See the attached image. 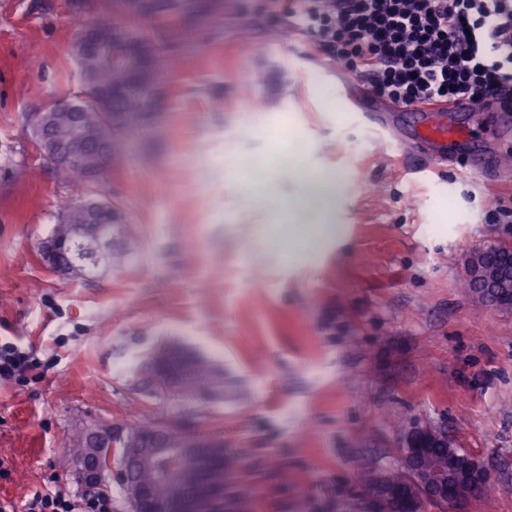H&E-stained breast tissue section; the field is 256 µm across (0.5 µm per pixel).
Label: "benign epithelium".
<instances>
[{
  "label": "benign epithelium",
  "mask_w": 512,
  "mask_h": 512,
  "mask_svg": "<svg viewBox=\"0 0 512 512\" xmlns=\"http://www.w3.org/2000/svg\"><path fill=\"white\" fill-rule=\"evenodd\" d=\"M157 0H125L126 10L134 15L152 14ZM80 44L89 55L98 56L102 49L113 48L112 65L137 79L149 71L156 62L152 46L141 39L130 36L127 28L110 22L89 25L82 33ZM131 92L127 81L112 83L105 92L107 100L114 104L125 101ZM68 113L73 129L72 142L85 144V149L76 150L71 142H59L46 134V126H40L38 141L45 159L53 166L81 168L98 178L107 168L104 148L94 138V127L86 120L85 113L76 111L71 102L57 100L35 113ZM72 241L53 239L44 243L42 258L57 273L65 272L67 264L62 256L70 252ZM504 253L495 252L494 247H477L469 251L464 260V274L475 288L478 299L492 298L495 306L512 305V246H503ZM158 367L167 370L172 390H177L185 371L171 364L170 357L163 356ZM125 425L119 421L100 423L90 431L78 436L75 442L86 448L84 456L75 459L74 468L83 484L95 487L104 474L113 471L115 479L122 481L127 474L112 466V458L102 456L95 442L115 444L125 438ZM457 454V448L448 432L430 427L414 426L403 439V451L398 465L386 469L356 468L358 486L365 512H389L392 498L404 484H411L420 499L457 505L478 494L487 486L497 485L493 473L464 452V470H458L449 454ZM179 456L200 468L205 476L191 490L182 487L176 477L159 470L167 459ZM135 463L157 472L152 484L137 489L136 498L142 512H239L241 507L229 501L226 487L214 481L207 473L214 469H229L233 461L224 453V440L178 427L173 428L164 421L157 422L144 435V441L133 455Z\"/></svg>",
  "instance_id": "1"
}]
</instances>
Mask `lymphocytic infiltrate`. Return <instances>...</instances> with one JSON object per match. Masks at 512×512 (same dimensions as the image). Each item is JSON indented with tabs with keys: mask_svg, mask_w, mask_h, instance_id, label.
<instances>
[{
	"mask_svg": "<svg viewBox=\"0 0 512 512\" xmlns=\"http://www.w3.org/2000/svg\"><path fill=\"white\" fill-rule=\"evenodd\" d=\"M294 27L394 105L512 102V0H292ZM26 512H112L35 492Z\"/></svg>",
	"mask_w": 512,
	"mask_h": 512,
	"instance_id": "obj_1",
	"label": "lymphocytic infiltrate"
}]
</instances>
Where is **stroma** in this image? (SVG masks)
I'll use <instances>...</instances> for the list:
<instances>
[{
	"instance_id": "1",
	"label": "stroma",
	"mask_w": 512,
	"mask_h": 512,
	"mask_svg": "<svg viewBox=\"0 0 512 512\" xmlns=\"http://www.w3.org/2000/svg\"><path fill=\"white\" fill-rule=\"evenodd\" d=\"M97 0H0V342L29 351L0 384V501L86 497L66 448L98 422L185 420L224 438L252 512H355L353 469L399 459L406 430H446L498 477L449 512H512V307L464 288L476 246L512 242V174L413 163L351 114L358 78L269 0H210L182 27L117 10L161 45L156 103L88 193L123 214L135 253L64 276L40 256L70 193L27 123L82 89L71 54ZM338 189L336 233L297 241L280 204L305 172ZM179 342L223 399L136 386V357Z\"/></svg>"
}]
</instances>
